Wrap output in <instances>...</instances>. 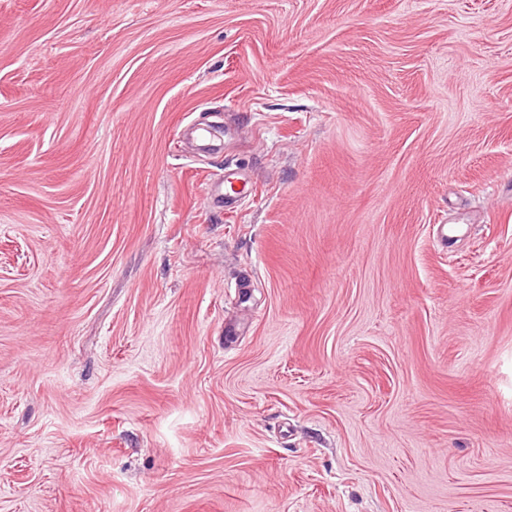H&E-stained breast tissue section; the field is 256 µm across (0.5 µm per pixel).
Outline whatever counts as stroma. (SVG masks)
Masks as SVG:
<instances>
[{
  "mask_svg": "<svg viewBox=\"0 0 512 512\" xmlns=\"http://www.w3.org/2000/svg\"><path fill=\"white\" fill-rule=\"evenodd\" d=\"M0 512H512V0H0Z\"/></svg>",
  "mask_w": 512,
  "mask_h": 512,
  "instance_id": "obj_1",
  "label": "stroma"
}]
</instances>
